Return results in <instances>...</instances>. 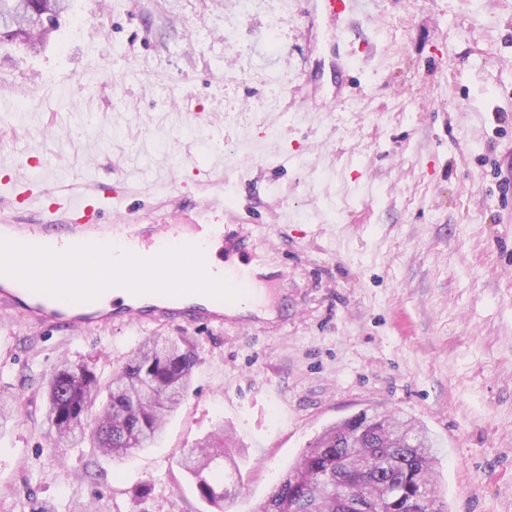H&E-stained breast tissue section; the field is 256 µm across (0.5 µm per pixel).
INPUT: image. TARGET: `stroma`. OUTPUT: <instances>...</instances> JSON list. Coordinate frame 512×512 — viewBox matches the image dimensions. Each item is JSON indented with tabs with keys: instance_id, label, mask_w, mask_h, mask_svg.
Segmentation results:
<instances>
[{
	"instance_id": "1",
	"label": "stroma",
	"mask_w": 512,
	"mask_h": 512,
	"mask_svg": "<svg viewBox=\"0 0 512 512\" xmlns=\"http://www.w3.org/2000/svg\"><path fill=\"white\" fill-rule=\"evenodd\" d=\"M37 54L0 46V155L47 188L111 184L148 224L229 196L288 264L278 326L0 329V512H215L178 465L224 426V512H258L328 425L370 408L440 442L448 512H512V0H373L308 44L305 0H70ZM198 357L161 440L120 463L44 434L69 359L110 378L145 337ZM149 486L139 496L140 486Z\"/></svg>"
}]
</instances>
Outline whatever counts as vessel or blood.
I'll use <instances>...</instances> for the list:
<instances>
[{
    "mask_svg": "<svg viewBox=\"0 0 512 512\" xmlns=\"http://www.w3.org/2000/svg\"><path fill=\"white\" fill-rule=\"evenodd\" d=\"M364 0H310L312 13L341 20L361 14ZM4 193L12 211L38 210L45 220L40 224H15L9 214L0 216V238L64 251L82 243L109 244L141 257H152L163 249L194 244L209 250L214 241L224 243L221 263L207 261L210 276L225 279L242 289L244 296L255 292L253 269L263 255L248 225L229 227L213 221L224 203L213 198L200 205L194 224H143L131 214L119 215L117 223L105 224L101 216L106 202L120 200V193L97 189L71 195H56L46 189L39 162H32L31 174L6 182ZM233 301L202 294L166 296L128 294L115 302L111 292H103L87 302H69L34 291L18 280L0 275V313L24 323L28 328L65 330L73 334L105 330L114 324L168 327L171 325L247 328L253 319L241 316Z\"/></svg>",
    "mask_w": 512,
    "mask_h": 512,
    "instance_id": "b4317fda",
    "label": "vessel or blood"
}]
</instances>
